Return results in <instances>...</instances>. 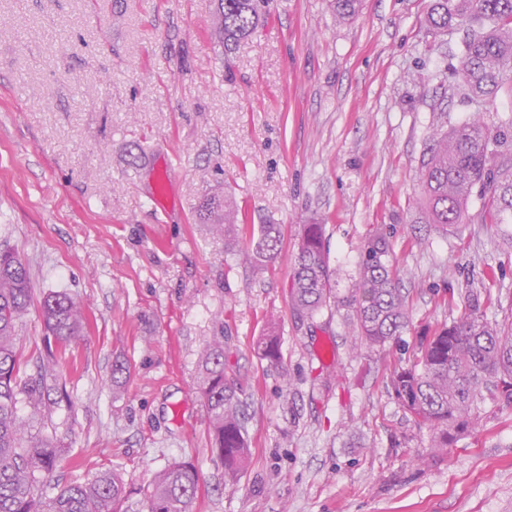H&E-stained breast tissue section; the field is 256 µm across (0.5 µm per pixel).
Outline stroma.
<instances>
[{"mask_svg": "<svg viewBox=\"0 0 512 512\" xmlns=\"http://www.w3.org/2000/svg\"><path fill=\"white\" fill-rule=\"evenodd\" d=\"M213 9L0 0V244L35 298L65 293L88 319L43 376L41 415L17 396L30 436L62 450L44 494L115 469L122 512H147L153 475L184 461L199 474L191 512H512V407L486 404L480 431L437 450L389 384L467 295L488 318L512 314V224L419 221L433 133L475 116L447 79L459 35L430 30V0H362L350 19L332 0H268L228 54ZM224 191L280 225L267 270L197 223ZM314 219L342 289L364 238L389 232L412 318L398 340L358 348L347 309L292 310L294 244ZM272 320L279 369L255 349ZM19 334L26 378L47 348L38 307ZM215 336L248 430L233 483L197 389Z\"/></svg>", "mask_w": 512, "mask_h": 512, "instance_id": "stroma-1", "label": "stroma"}]
</instances>
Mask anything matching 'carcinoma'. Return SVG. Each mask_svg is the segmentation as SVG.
<instances>
[{"mask_svg":"<svg viewBox=\"0 0 512 512\" xmlns=\"http://www.w3.org/2000/svg\"><path fill=\"white\" fill-rule=\"evenodd\" d=\"M263 0H214L213 30L228 54L263 22ZM431 29L444 34L463 24L466 31L455 90L479 110L493 104L502 89L512 91V0H432ZM512 117L495 127L475 119L432 136L421 161L419 185L423 223L444 230L458 224L512 223ZM477 198L482 208L469 213ZM229 245L246 215L227 195L206 196L197 213ZM254 268L263 270L278 256L281 225H250ZM33 303L28 270L13 249H0V512H121L124 486L114 471L85 483L68 484L45 499L41 478L52 472L60 450L48 441H33L17 413L21 388L18 324ZM290 304L312 318L330 306L346 307L360 343L383 347L408 327L410 314L393 267L387 233L379 231L362 245L356 279L345 292L335 288L325 245L324 225L304 224L294 256ZM45 330L55 349L47 364L84 329L82 306L64 293L39 301ZM259 354L282 366L278 325L271 322L258 341ZM390 385L419 427L432 433V447L443 449L477 431L489 402L512 406V322L488 318L479 301H464L460 316L422 344L412 365L393 370ZM198 390L207 413L208 431L224 477L233 482L249 460L242 402L224 374V342L203 345L198 361ZM199 491L194 466L173 462L157 473L146 489L148 512H189Z\"/></svg>","mask_w":512,"mask_h":512,"instance_id":"carcinoma-1","label":"carcinoma"}]
</instances>
